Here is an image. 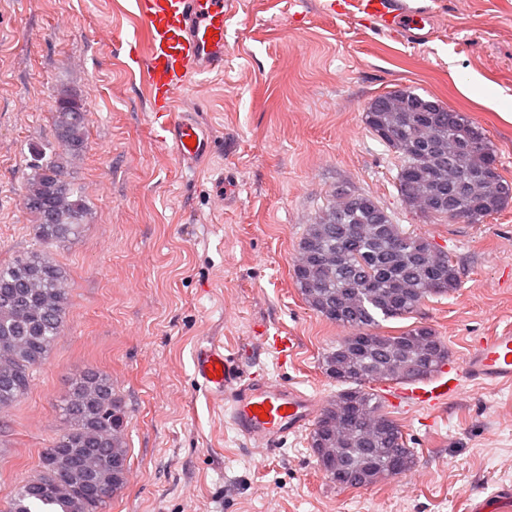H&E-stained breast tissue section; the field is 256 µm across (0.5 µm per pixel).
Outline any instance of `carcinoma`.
Segmentation results:
<instances>
[{
    "label": "carcinoma",
    "instance_id": "1",
    "mask_svg": "<svg viewBox=\"0 0 512 512\" xmlns=\"http://www.w3.org/2000/svg\"><path fill=\"white\" fill-rule=\"evenodd\" d=\"M363 121L398 158L397 191L406 210L480 224L512 203V182L499 172L493 144L464 113L400 87L374 98ZM54 127L62 152H37L23 194L46 245L77 236L85 212L63 162V154L82 150L86 136L85 109L68 92L58 98ZM293 276L317 316L349 329L322 357L325 374L343 389L310 435L318 464L341 488L405 474L416 463L414 450L365 384L430 379L449 351L424 323L397 335L379 328L430 297L456 292L458 264L432 241L405 231L376 197L344 186L307 225ZM69 295L66 271L41 251L0 264V408L24 395L62 335ZM61 412L69 428L0 512H102L125 486L128 415L112 379L84 370L71 380Z\"/></svg>",
    "mask_w": 512,
    "mask_h": 512
}]
</instances>
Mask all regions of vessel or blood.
<instances>
[{
  "label": "vessel or blood",
  "mask_w": 512,
  "mask_h": 512,
  "mask_svg": "<svg viewBox=\"0 0 512 512\" xmlns=\"http://www.w3.org/2000/svg\"><path fill=\"white\" fill-rule=\"evenodd\" d=\"M150 40L143 60L152 110L167 140L184 163L210 152V141L192 120L172 111V93L190 74L224 68L226 0H135ZM328 17H357L376 23L385 35L400 37L423 30L429 14L416 0H325ZM195 373L209 396L225 404L231 425L246 439L273 445L303 432L314 420L317 402L306 393L264 376L247 375L238 353L208 341L195 350ZM485 387L512 385V330L473 340L462 358L449 360L433 382L395 388L385 401L441 410L462 382ZM468 512H512V485L488 496H473Z\"/></svg>",
  "instance_id": "b4317fda"
}]
</instances>
